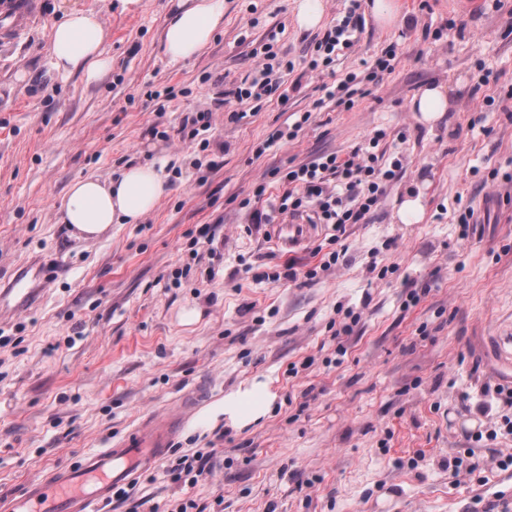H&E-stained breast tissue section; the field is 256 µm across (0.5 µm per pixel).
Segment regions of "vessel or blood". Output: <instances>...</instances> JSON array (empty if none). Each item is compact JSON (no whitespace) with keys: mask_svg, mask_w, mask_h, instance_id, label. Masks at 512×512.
<instances>
[{"mask_svg":"<svg viewBox=\"0 0 512 512\" xmlns=\"http://www.w3.org/2000/svg\"><path fill=\"white\" fill-rule=\"evenodd\" d=\"M7 25L0 27V40L20 34L37 10V0H6ZM311 224L288 218L269 225L275 246L299 244ZM41 291L24 277L13 279L0 290V301L12 302L15 310L30 309ZM206 400L204 388L181 397L178 410L163 417H148L109 447L76 458L54 469L46 479L24 488L0 494V512H91L97 502L111 501L115 491L129 486L137 476L169 453L187 419Z\"/></svg>","mask_w":512,"mask_h":512,"instance_id":"b4317fda","label":"vessel or blood"}]
</instances>
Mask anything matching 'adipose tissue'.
Segmentation results:
<instances>
[{"label": "adipose tissue", "instance_id": "obj_1", "mask_svg": "<svg viewBox=\"0 0 512 512\" xmlns=\"http://www.w3.org/2000/svg\"><path fill=\"white\" fill-rule=\"evenodd\" d=\"M224 20V0H177V10L162 36L163 50L172 60H187L201 52ZM107 36L100 15L71 10L50 32L49 52L54 68L65 75L82 74L96 80L110 66L103 55ZM161 170L149 164L124 167L112 179H76L61 204L60 221L85 237H96L114 224L141 222L167 193ZM272 401L266 383L225 395L221 410L229 424L238 426L263 416Z\"/></svg>", "mask_w": 512, "mask_h": 512}]
</instances>
